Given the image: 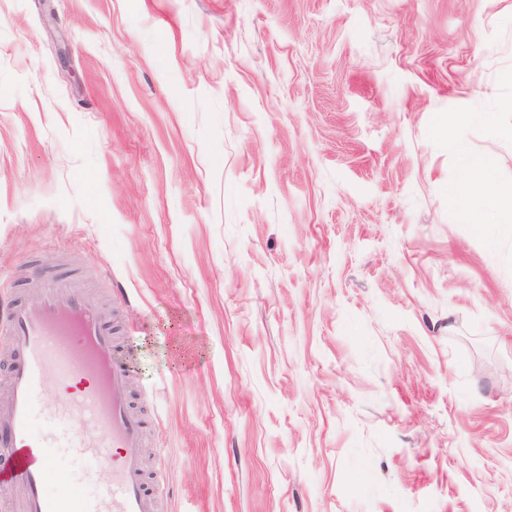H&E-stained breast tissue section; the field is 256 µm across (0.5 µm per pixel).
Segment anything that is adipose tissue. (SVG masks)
<instances>
[{"mask_svg": "<svg viewBox=\"0 0 512 512\" xmlns=\"http://www.w3.org/2000/svg\"><path fill=\"white\" fill-rule=\"evenodd\" d=\"M461 173L459 208L463 217H470L475 209L487 207L495 211L499 222H512V188L496 186L492 160L463 158Z\"/></svg>", "mask_w": 512, "mask_h": 512, "instance_id": "1", "label": "adipose tissue"}]
</instances>
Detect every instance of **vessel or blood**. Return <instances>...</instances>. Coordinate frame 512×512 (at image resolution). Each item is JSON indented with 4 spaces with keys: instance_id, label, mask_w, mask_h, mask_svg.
Returning <instances> with one entry per match:
<instances>
[{
    "instance_id": "obj_1",
    "label": "vessel or blood",
    "mask_w": 512,
    "mask_h": 512,
    "mask_svg": "<svg viewBox=\"0 0 512 512\" xmlns=\"http://www.w3.org/2000/svg\"><path fill=\"white\" fill-rule=\"evenodd\" d=\"M9 339V396L0 404V508L21 491L23 512H159L163 484L140 456L150 419L131 397V376L115 361L122 344L112 316L67 275H55L0 312ZM76 380L60 397L43 380ZM65 448L88 476L107 471L94 492L49 494L53 449Z\"/></svg>"
}]
</instances>
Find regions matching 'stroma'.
Masks as SVG:
<instances>
[{
	"label": "stroma",
	"mask_w": 512,
	"mask_h": 512,
	"mask_svg": "<svg viewBox=\"0 0 512 512\" xmlns=\"http://www.w3.org/2000/svg\"><path fill=\"white\" fill-rule=\"evenodd\" d=\"M465 156L512 186V0H0V308L111 304L162 512H512Z\"/></svg>",
	"instance_id": "stroma-1"
}]
</instances>
